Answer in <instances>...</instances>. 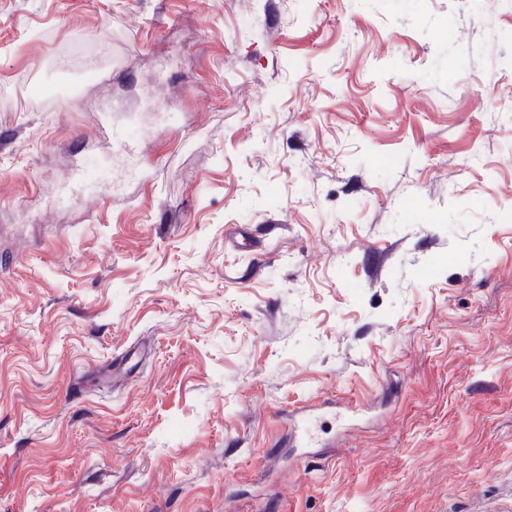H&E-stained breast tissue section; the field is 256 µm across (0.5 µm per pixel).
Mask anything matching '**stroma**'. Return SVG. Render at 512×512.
Instances as JSON below:
<instances>
[{
  "instance_id": "stroma-1",
  "label": "stroma",
  "mask_w": 512,
  "mask_h": 512,
  "mask_svg": "<svg viewBox=\"0 0 512 512\" xmlns=\"http://www.w3.org/2000/svg\"><path fill=\"white\" fill-rule=\"evenodd\" d=\"M0 512H512V0H0Z\"/></svg>"
}]
</instances>
